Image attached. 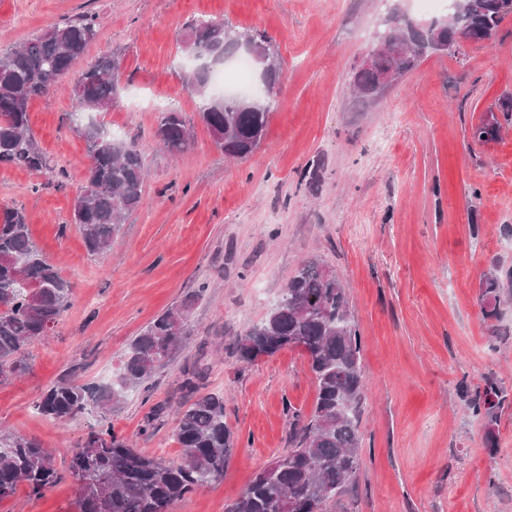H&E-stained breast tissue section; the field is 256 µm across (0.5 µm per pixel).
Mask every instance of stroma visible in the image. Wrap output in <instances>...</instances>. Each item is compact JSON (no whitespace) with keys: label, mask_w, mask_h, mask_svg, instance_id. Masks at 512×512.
I'll list each match as a JSON object with an SVG mask.
<instances>
[{"label":"stroma","mask_w":512,"mask_h":512,"mask_svg":"<svg viewBox=\"0 0 512 512\" xmlns=\"http://www.w3.org/2000/svg\"><path fill=\"white\" fill-rule=\"evenodd\" d=\"M394 9L434 17L413 0H0V51L63 20L96 17L85 58L119 56L124 85L99 119L139 142L148 169L141 205L111 254L89 256L70 222L89 167L84 140L65 121L73 75L31 103L30 128L50 169L0 165V207L24 212L72 296L31 345V372L0 380V431L55 449L65 470L68 449L98 417H43L41 393L64 379L112 382L142 328L191 301L184 347L109 422L144 454L177 463L176 410L194 392L223 394L237 438L224 478L171 512H224L290 448L289 408L312 409L301 350L248 365L237 339L298 265L316 258L349 290L367 379L361 467L326 512H512V302L499 319L481 313L484 276L512 267V112L500 108L512 99V13L490 39L425 57L374 99L346 95ZM201 16L265 34L282 59L266 134L243 159L215 146L198 96L177 75L186 24ZM168 107L192 127L181 152L154 137ZM490 115L499 138L473 140ZM490 381L507 393L491 426L468 409ZM76 498L67 477L40 497L22 485L0 512H77Z\"/></svg>","instance_id":"35a3bbf8"}]
</instances>
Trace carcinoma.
<instances>
[{
    "instance_id": "1",
    "label": "carcinoma",
    "mask_w": 512,
    "mask_h": 512,
    "mask_svg": "<svg viewBox=\"0 0 512 512\" xmlns=\"http://www.w3.org/2000/svg\"><path fill=\"white\" fill-rule=\"evenodd\" d=\"M502 19L495 0H464L448 26L421 32L405 28V17L389 19L390 30L419 42L415 55L381 53L374 68L354 71V91L362 98L379 92L377 74H405L438 51L439 43L491 37ZM188 28L201 55L215 67L226 62L238 32L222 21L197 18ZM97 34L93 16L58 23L21 46L0 52V164L32 173L47 169V159L29 125L31 102L60 84ZM268 92L262 99L208 93L211 70L190 71L185 86L201 99L199 117L214 144L232 158L251 155L260 145L274 110L281 59L270 49L262 69ZM121 63L106 55L86 64L72 87L73 110L66 120L85 141L89 174L74 200L71 223L92 257L112 250L123 224L140 205L146 179L143 151L133 139L112 135L97 115L118 100ZM170 152L191 143L190 123L174 108L160 111L154 133ZM71 284L32 240L25 215L0 207V379L30 371L28 348L48 335L66 309ZM483 312L498 318L501 303L512 301V269L489 275L482 284ZM191 301L157 316L131 342L112 384L64 379L37 400L38 412L54 420L96 412L107 419L136 390L165 367L186 342L185 320ZM299 349L307 357L317 393L310 414L288 410L293 447L260 471L225 512H326L329 502L356 478L361 465L358 430L364 373L361 336L348 293L336 273L310 258L297 267L264 319L238 341L239 358L253 363L281 350ZM503 390L494 382L474 393L472 415L496 420ZM176 438L183 450L178 464L149 457L110 427L91 431L82 445L68 450L67 473L78 495L79 512H170L196 489L224 478L234 448V433L224 422V396H198L177 414ZM63 478L55 454L32 438L0 434V500L19 484L40 496Z\"/></svg>"
}]
</instances>
